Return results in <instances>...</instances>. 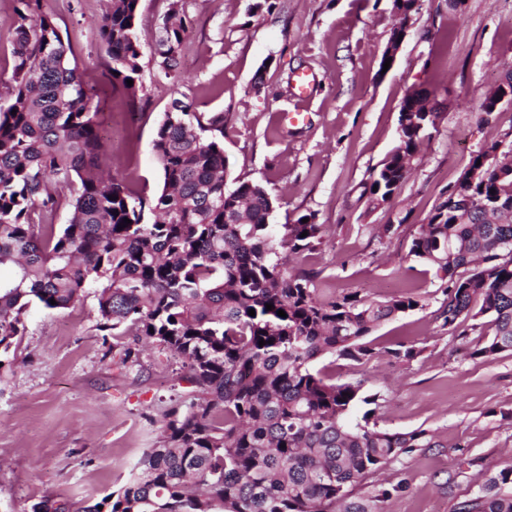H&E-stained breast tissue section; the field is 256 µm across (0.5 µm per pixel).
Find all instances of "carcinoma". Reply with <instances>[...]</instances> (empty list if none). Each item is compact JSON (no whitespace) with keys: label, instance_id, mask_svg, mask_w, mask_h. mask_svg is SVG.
I'll use <instances>...</instances> for the list:
<instances>
[{"label":"carcinoma","instance_id":"carcinoma-1","mask_svg":"<svg viewBox=\"0 0 512 512\" xmlns=\"http://www.w3.org/2000/svg\"><path fill=\"white\" fill-rule=\"evenodd\" d=\"M15 2L12 85L0 93V269L11 270L0 278V356L23 335L30 305L68 309L97 288L99 327L112 331L124 360L132 356L125 337L142 336L184 359L199 392L168 413L161 440L127 481L84 512H381L379 503L406 486L377 475L437 442L426 429L376 428L370 421L381 394L367 393L361 378L328 377L312 362L324 355L358 365L380 356L413 360L415 346L378 349L367 337L423 308L421 297L331 295L317 272L288 268L285 255L316 250L325 228L312 214L271 223L268 191L230 178L222 112H196L187 102L185 112L164 113L153 139L160 193L145 196L103 175L109 143L70 31L43 0ZM190 25L183 0H170L156 27L159 80L181 81ZM138 29L139 0H111L98 22L112 84L132 103L139 87L127 80L141 70ZM438 118L432 113L420 128L399 113V145L365 184L370 208L393 201ZM479 163L484 177L469 195L496 200L499 209L464 211L449 191L408 256L441 280V327L463 336V326L480 334L494 328L470 353L492 360L512 351V130L469 167ZM61 209L67 221L57 229ZM125 218L131 223L122 229ZM359 402L371 409L354 424ZM368 477L372 493L354 494ZM509 487L511 464L454 512H512Z\"/></svg>","mask_w":512,"mask_h":512}]
</instances>
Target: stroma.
<instances>
[{
    "label": "stroma",
    "instance_id": "stroma-1",
    "mask_svg": "<svg viewBox=\"0 0 512 512\" xmlns=\"http://www.w3.org/2000/svg\"><path fill=\"white\" fill-rule=\"evenodd\" d=\"M170 0H140L141 70L137 102L113 91L94 23L108 0H44L60 27L81 29L80 66L98 89L100 121L113 129L112 171L134 191L163 186L152 149L159 121L180 95L195 111L224 115L229 173L262 184L271 221L314 214L328 235L305 253L328 291L375 297L413 292L423 308L379 326L374 346L413 345L412 361L380 357L364 367L366 388L385 401L377 428L433 432L437 447L391 463L382 475L405 480L383 512H452L474 497L485 474L512 464V352L482 363L467 357L484 344L454 337L435 319L443 296L434 272L395 270L412 237L448 197L470 158L512 130V108L484 120L486 90L512 70V0H421L389 70L382 56L396 23L393 0H275L250 15L254 0H185L193 28L180 58L182 86L158 83L155 21ZM313 81L298 99L296 76ZM437 91L441 115L393 201L369 209L363 186L398 145L406 94ZM301 110L290 121L291 110ZM392 225L390 244L371 226ZM26 331L0 364V512H33L44 500L80 508L121 486L144 449L153 447L167 412L196 388L180 358L158 344L138 345L122 362L111 332L97 323V291L67 309L30 306Z\"/></svg>",
    "mask_w": 512,
    "mask_h": 512
}]
</instances>
